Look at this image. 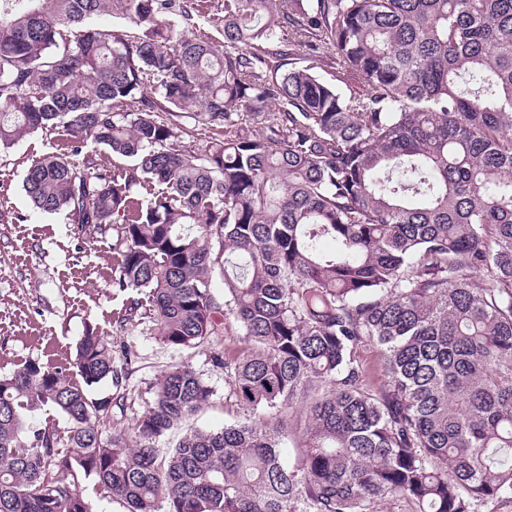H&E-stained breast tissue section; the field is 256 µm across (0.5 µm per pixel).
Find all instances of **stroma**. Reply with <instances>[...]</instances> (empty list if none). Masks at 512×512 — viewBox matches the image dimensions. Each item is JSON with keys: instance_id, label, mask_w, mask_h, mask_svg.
Masks as SVG:
<instances>
[{"instance_id": "1", "label": "stroma", "mask_w": 512, "mask_h": 512, "mask_svg": "<svg viewBox=\"0 0 512 512\" xmlns=\"http://www.w3.org/2000/svg\"><path fill=\"white\" fill-rule=\"evenodd\" d=\"M62 141L59 134L37 132L0 152V374L29 359L69 364L91 322L138 353L130 384L142 400H149L162 370L186 360L216 393L213 405L191 417L189 426L217 429L240 420L242 410L224 407V373L206 354L163 347L138 320L125 319L135 294L112 286L111 234L31 210L22 189L25 171Z\"/></svg>"}]
</instances>
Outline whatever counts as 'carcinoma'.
Here are the masks:
<instances>
[{
  "label": "carcinoma",
  "mask_w": 512,
  "mask_h": 512,
  "mask_svg": "<svg viewBox=\"0 0 512 512\" xmlns=\"http://www.w3.org/2000/svg\"><path fill=\"white\" fill-rule=\"evenodd\" d=\"M223 6L216 45L177 29L179 0H0V151L68 142L27 168L32 207L112 228V287L147 297L129 314L207 353L247 410L165 442L215 391L181 362L137 410L134 351L89 324L76 373L34 359L0 376V512H95L87 479L123 512L512 497V0ZM337 60L346 94L317 74ZM187 114L224 140L186 143ZM229 320L235 360L215 348ZM44 406L64 426H28Z\"/></svg>",
  "instance_id": "cac0c4a2"
}]
</instances>
